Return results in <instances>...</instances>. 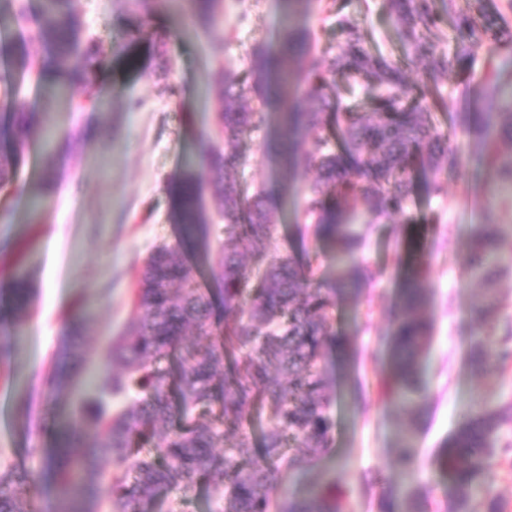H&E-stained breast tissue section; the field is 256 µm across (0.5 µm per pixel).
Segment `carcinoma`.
Wrapping results in <instances>:
<instances>
[{"mask_svg":"<svg viewBox=\"0 0 512 512\" xmlns=\"http://www.w3.org/2000/svg\"><path fill=\"white\" fill-rule=\"evenodd\" d=\"M16 24L29 35L14 41L11 64L21 77L38 83L56 80L57 94L79 89V109L94 104L98 49L84 40L71 0H41L37 13L16 0ZM220 0H189L191 14L205 25L219 19ZM409 47L398 64L363 47V34L349 18L336 25L342 43L334 53H320L309 30L284 23L280 49L255 47L244 77L218 69L206 78L207 94L224 133L223 142L206 152V169L188 166L177 176L170 220L182 226L185 241L207 254L213 224L198 198L207 179L213 203L224 221L218 282L201 287L196 269L183 255V243L155 246L139 270L129 329L109 341L98 395L73 411L70 448H30L36 469L0 470V512H31V490L51 471L65 494V512H144L162 491L188 495L200 486L214 497L215 512H346L340 497L318 492L292 499L279 493L283 472L306 473L320 451L331 445V395L324 377L325 348L346 350L344 338L330 326L336 292L317 282L318 255L299 259L272 246V230L297 194L293 184L276 193L248 194L236 187L243 163L242 135L278 117V134L268 148L288 172L314 174L302 193L295 222L336 251V287L357 292L374 278L359 261L371 225L366 214L403 215L411 199V175L433 173L429 191L447 195L448 182L459 178L465 155L482 156L494 179L512 189V100L494 73L485 76L469 109L455 116L465 136L448 144L436 126L428 99L434 88L457 69L470 66L485 48V35L503 15H489L480 0L462 9L457 0H386ZM451 21L456 52L436 51L440 24ZM41 46L34 59L27 43ZM487 49V48H485ZM492 53V49H487ZM71 58L82 63L62 66ZM421 67L422 80L407 82L405 68ZM362 77L384 88L378 111L341 107L336 77ZM21 89L5 93L0 114V190L13 184L25 150L42 116L15 100ZM317 102L299 104L300 93ZM272 105L274 113L245 104L248 96ZM308 141L298 148L295 136ZM408 274L400 293L395 322L386 337L390 359L387 396L409 412L425 397L422 355L431 342L432 324L422 312L429 303L425 262L407 251ZM468 270L480 286L471 323L476 340L470 365L482 374L512 365V315L504 316L500 279L512 276V238L493 218L475 225ZM17 309L31 303L27 275L12 280ZM84 315L68 325L67 346L49 376L50 395L68 386L75 370L88 360L82 348ZM197 342L182 348L184 336ZM256 410L267 411L268 428L253 451L245 422ZM512 422V401L498 407L484 402L471 409L448 437L435 467L448 475L444 495L448 512H470V503L487 492L493 464L512 468V439L501 432ZM396 452L411 470L418 451L409 436Z\"/></svg>","mask_w":512,"mask_h":512,"instance_id":"cac0c4a2","label":"carcinoma"}]
</instances>
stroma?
<instances>
[{
  "label": "stroma",
  "mask_w": 512,
  "mask_h": 512,
  "mask_svg": "<svg viewBox=\"0 0 512 512\" xmlns=\"http://www.w3.org/2000/svg\"><path fill=\"white\" fill-rule=\"evenodd\" d=\"M186 0H155L151 12L134 0H74L86 40L94 42L103 62L98 71L102 103L79 112L52 103L44 88L25 83L27 109L54 108L60 156L54 161L56 185L50 206L29 208L40 193L47 164L38 144H30L11 193L0 192V466L28 468L25 450L38 443L59 445L68 430L66 412L90 390L102 366L110 337L130 322L131 290L144 258L154 246L176 243L182 231L169 220V185L189 164H199L200 140L216 139L214 114L205 97L207 74L221 67L245 74L250 51L280 46V0H223L217 25L203 27L177 15ZM360 22L364 47L401 63L407 46L384 0H312L297 23L316 34L320 48L341 42L338 17ZM138 63H127L130 53ZM496 69L502 83H512V46L497 45L493 60L478 56L453 73L434 92L442 132H450L455 113L464 111L470 90ZM268 131L244 137L246 162L241 189L277 190L287 174L266 148ZM428 173L413 176L412 201L405 215L379 216L359 258L375 274L359 294L337 297L332 328L348 337L349 353L329 352L325 376L333 399V442L321 455V467L301 475L287 473L281 490L303 498L321 487L346 496L352 512H379L389 487L415 488L427 499L428 512H446L443 487L430 465L457 423L478 401L512 399V371L472 372L474 342L469 307L478 294L463 267L474 224L494 210L504 235L512 236V197L502 198L477 153H468L459 180L447 199L430 195ZM441 215V224L430 223ZM408 240L428 262L433 322L430 347L423 358L428 389L422 416L399 409L382 394L387 371L386 338L390 312L405 273L396 244ZM280 251L319 254V279L336 277L333 251L301 232L292 211H284L274 233ZM27 271L33 300L18 314L11 277ZM86 319V370L73 377L57 401L47 397V376L75 309ZM414 429V443L424 463L406 480L395 447L401 433Z\"/></svg>",
  "instance_id": "35a3bbf8"
}]
</instances>
